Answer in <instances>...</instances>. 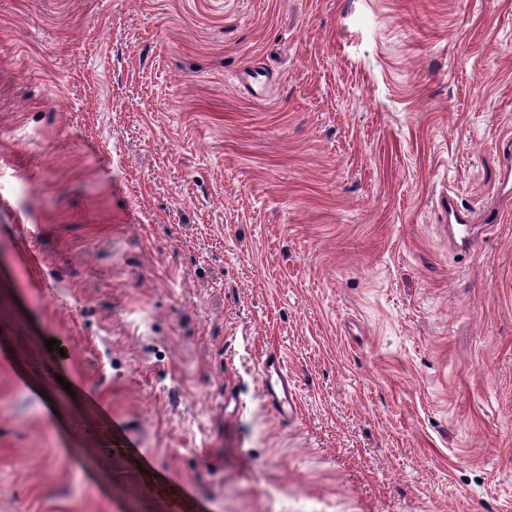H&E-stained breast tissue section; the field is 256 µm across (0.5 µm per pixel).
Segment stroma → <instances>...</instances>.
<instances>
[{
  "label": "stroma",
  "instance_id": "stroma-1",
  "mask_svg": "<svg viewBox=\"0 0 512 512\" xmlns=\"http://www.w3.org/2000/svg\"><path fill=\"white\" fill-rule=\"evenodd\" d=\"M510 142L512 0H0V512H512ZM262 383L273 409L283 417H292L297 411V395L280 360L275 356L267 358L263 364Z\"/></svg>",
  "mask_w": 512,
  "mask_h": 512
}]
</instances>
